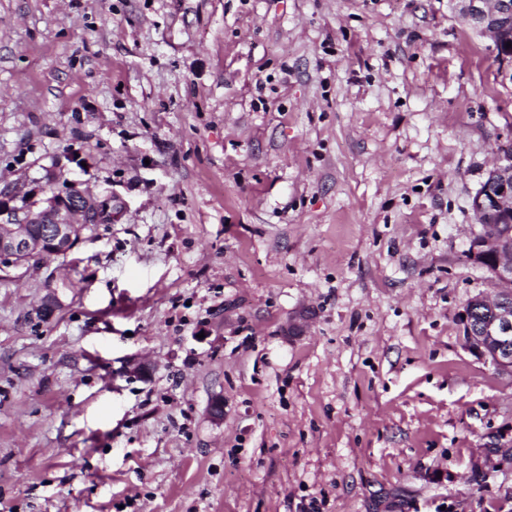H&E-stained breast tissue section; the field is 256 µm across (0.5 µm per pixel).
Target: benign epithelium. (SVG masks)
Here are the masks:
<instances>
[{
  "instance_id": "7a95c632",
  "label": "benign epithelium",
  "mask_w": 512,
  "mask_h": 512,
  "mask_svg": "<svg viewBox=\"0 0 512 512\" xmlns=\"http://www.w3.org/2000/svg\"><path fill=\"white\" fill-rule=\"evenodd\" d=\"M473 32L490 39L502 61L512 47L501 40L497 21L512 14L509 0H450ZM58 164L46 168V184L28 190H0V264L20 266L34 257L69 254L88 224L112 217L111 198H99L80 180L57 187ZM490 182L471 198L482 231L470 241L471 259L498 284V293L466 304L462 319L471 351L498 370H512V230L489 223L493 214L512 218V155L499 154L488 170Z\"/></svg>"
}]
</instances>
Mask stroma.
Listing matches in <instances>:
<instances>
[{
	"instance_id": "obj_1",
	"label": "stroma",
	"mask_w": 512,
	"mask_h": 512,
	"mask_svg": "<svg viewBox=\"0 0 512 512\" xmlns=\"http://www.w3.org/2000/svg\"><path fill=\"white\" fill-rule=\"evenodd\" d=\"M488 45L449 0H0V188L112 197L0 270V512H512L460 322Z\"/></svg>"
}]
</instances>
